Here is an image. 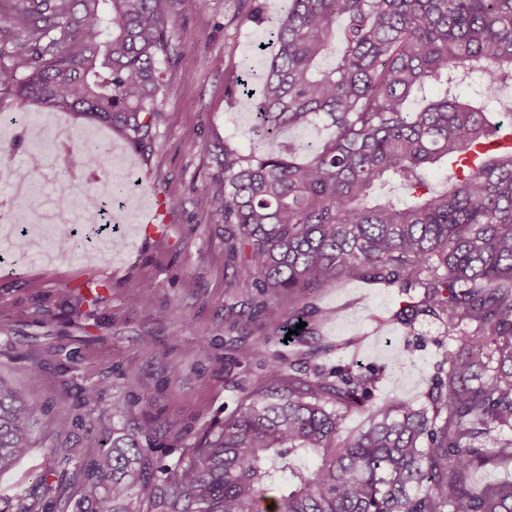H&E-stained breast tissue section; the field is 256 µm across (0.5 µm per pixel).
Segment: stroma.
I'll return each instance as SVG.
<instances>
[{"instance_id": "obj_1", "label": "stroma", "mask_w": 512, "mask_h": 512, "mask_svg": "<svg viewBox=\"0 0 512 512\" xmlns=\"http://www.w3.org/2000/svg\"><path fill=\"white\" fill-rule=\"evenodd\" d=\"M264 20L225 28L233 0H169L175 30L168 35L171 91L161 103L156 144L139 154L116 127L54 112L43 139L62 124L97 134L105 155L129 161L123 220L111 243L82 241L59 253L56 224L41 226L37 250L24 274H14L0 224V379L20 388L47 417L71 420L61 439L35 433L28 455L0 475V496L24 497L37 477L54 469L53 512H89L91 502L75 471L100 452L101 432L152 418L158 423L151 454L161 465L185 461L204 432L234 416L246 396L265 385L264 363L239 364L237 354L265 345L284 363L300 367L306 353L325 368L349 361L381 369L375 402L403 400L429 407L433 377L462 343L439 320L421 316L413 328L397 318L396 287L347 277L334 288L296 298L280 294L254 314L250 301L229 287L224 222L200 210L197 192L212 171L207 145L232 140L248 147L249 113L229 101L225 75L260 83L270 59L264 48L290 0H262ZM45 151L34 178L38 195L22 207L40 209L58 196L68 177ZM160 197V238L136 235L144 200ZM136 302H129V294ZM312 314L314 336L277 334L299 307ZM111 384L95 406L76 407L81 388ZM66 444L69 458L53 452Z\"/></svg>"}]
</instances>
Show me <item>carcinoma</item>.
<instances>
[{
    "instance_id": "cac0c4a2",
    "label": "carcinoma",
    "mask_w": 512,
    "mask_h": 512,
    "mask_svg": "<svg viewBox=\"0 0 512 512\" xmlns=\"http://www.w3.org/2000/svg\"><path fill=\"white\" fill-rule=\"evenodd\" d=\"M234 22L263 19L261 0H236ZM167 0H13L0 14V100L71 112L120 128L152 152L164 79ZM247 149L214 144L200 207L224 221L229 287L260 313L276 294L331 288L345 277L395 285L398 318L433 316L452 335L470 328L436 376L431 408L380 403L358 432L343 419L372 400L377 374L353 365L287 372L273 359L267 393L210 428L188 461L165 468L145 451L150 421L112 429L83 476L93 512H512V480L475 472L512 461V148L487 103L512 88V0H291L273 33ZM479 79L476 98L458 93ZM319 122L317 142L281 141ZM448 176L436 187L429 173ZM67 172L106 175L96 144L76 143ZM42 410L0 385V473L32 448ZM51 470L37 495L0 512H48ZM512 479V462H491L477 473L478 484H486Z\"/></svg>"
}]
</instances>
